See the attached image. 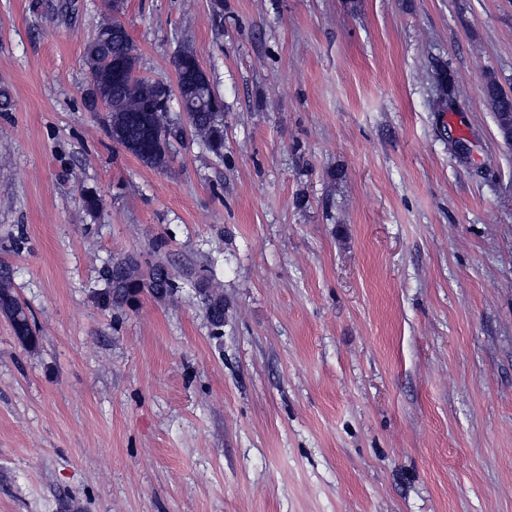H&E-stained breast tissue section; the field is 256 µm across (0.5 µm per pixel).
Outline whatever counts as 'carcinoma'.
Returning <instances> with one entry per match:
<instances>
[{
	"instance_id": "carcinoma-1",
	"label": "carcinoma",
	"mask_w": 512,
	"mask_h": 512,
	"mask_svg": "<svg viewBox=\"0 0 512 512\" xmlns=\"http://www.w3.org/2000/svg\"><path fill=\"white\" fill-rule=\"evenodd\" d=\"M84 62L92 74L86 93L87 107L104 109L105 123L112 141L132 152L144 165L166 169L171 161L172 140L183 138L180 129L169 123L167 114L173 98L171 89L133 75L139 65L137 49L121 21L104 20L84 48ZM179 82V104L186 121L200 143L217 158L224 159V112L211 83L192 84L199 71V59L190 45L183 46L174 59ZM483 98L492 112L499 136L512 139V94L493 78L483 85ZM140 263L128 255L112 260L106 267L105 299L113 308L131 307L138 295L148 291L165 300L178 291V284L162 265L139 273ZM205 319L214 336L224 335V296L210 290L203 281L195 283ZM0 312L5 314L16 337L30 346L36 344L31 319L12 289L8 265L0 264Z\"/></svg>"
}]
</instances>
